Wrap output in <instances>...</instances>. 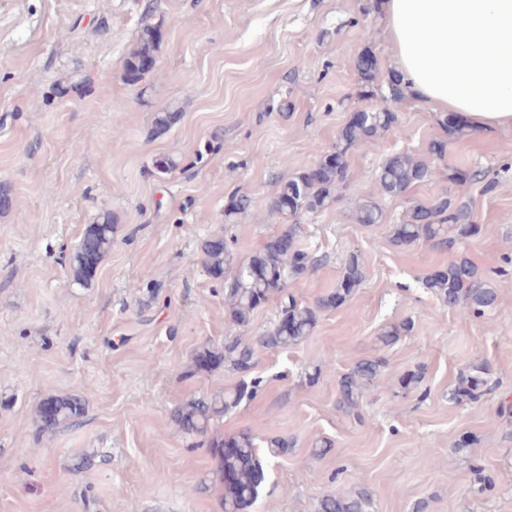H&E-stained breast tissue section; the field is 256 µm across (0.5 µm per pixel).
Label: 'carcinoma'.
Here are the masks:
<instances>
[{"label": "carcinoma", "mask_w": 512, "mask_h": 512, "mask_svg": "<svg viewBox=\"0 0 512 512\" xmlns=\"http://www.w3.org/2000/svg\"><path fill=\"white\" fill-rule=\"evenodd\" d=\"M161 38L160 29L143 28L124 61V74L133 76L137 82L151 71ZM354 67L365 87L374 88L379 67L370 49L362 50L355 57ZM386 89L383 98L387 100L397 102L408 97L405 84L393 75ZM397 124V113L385 107L354 113L340 130L332 150L321 154L310 170L281 181L272 198V207L286 216L322 212L334 198V192L348 182L351 149L396 129ZM439 125L445 137L430 143L429 158L398 152L383 161L375 178L376 194L398 198L412 185L428 180L432 175V162L443 159L450 140L465 136L468 130L466 125L446 117L439 120ZM355 219L359 224H378L382 211L376 202L368 201L358 207ZM478 232L479 225L469 207L442 193L410 206L405 220L393 228L391 243L408 247L425 241L453 253L447 266L422 279L423 288L462 316L482 318L496 306L497 291L485 271L458 250L461 240L474 237ZM111 250L112 215L105 213L101 221L87 225L70 258L73 282L81 286L89 284ZM200 252L206 270L215 279L223 278L234 262L233 253L222 236L203 240ZM317 263L318 259L300 244L296 225L290 224L266 241L248 261L239 264L232 277L225 281L228 319L235 328L249 327L257 310L272 297L281 301L279 321L254 343L240 336H226L224 343L204 345L196 352L185 377L222 368L240 375V380L232 388L194 396L178 405L173 419L184 434H207L215 421L224 418L244 398L255 396L260 382L249 381L247 376L256 365L258 352L297 345L314 331L323 312L346 303L364 282L363 260L358 253L351 252L342 263L334 285L314 303L302 304L288 291L289 285ZM411 329L408 321L392 325L384 329L378 340L385 347L392 346ZM384 368L385 360L379 356L358 359L338 380L337 409L360 417L363 394L380 378ZM488 375L487 365H473L454 390L453 399L459 403L479 401L488 392ZM85 404V399L77 396L44 399L37 408L41 429L51 431L61 425L77 423L84 416ZM289 447L287 439L264 437L250 427L228 438L212 440L210 448L217 460L215 480L224 487V512H248L266 482L263 458L282 455ZM371 504L369 490L360 487L346 495L318 498L315 512H369Z\"/></svg>", "instance_id": "obj_1"}]
</instances>
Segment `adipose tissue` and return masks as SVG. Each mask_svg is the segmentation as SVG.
Masks as SVG:
<instances>
[{"instance_id": "ef3b65f1", "label": "adipose tissue", "mask_w": 512, "mask_h": 512, "mask_svg": "<svg viewBox=\"0 0 512 512\" xmlns=\"http://www.w3.org/2000/svg\"><path fill=\"white\" fill-rule=\"evenodd\" d=\"M409 92L473 127L512 128V0H383Z\"/></svg>"}]
</instances>
